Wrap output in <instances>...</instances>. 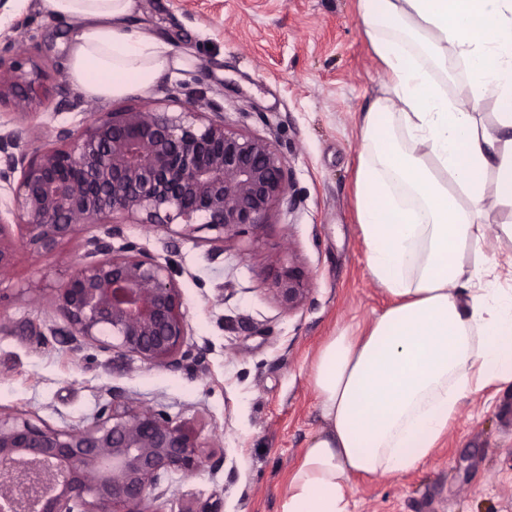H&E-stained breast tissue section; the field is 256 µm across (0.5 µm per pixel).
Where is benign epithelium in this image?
I'll use <instances>...</instances> for the list:
<instances>
[{
	"instance_id": "1",
	"label": "benign epithelium",
	"mask_w": 512,
	"mask_h": 512,
	"mask_svg": "<svg viewBox=\"0 0 512 512\" xmlns=\"http://www.w3.org/2000/svg\"><path fill=\"white\" fill-rule=\"evenodd\" d=\"M27 58L0 45V104L26 118L81 105L79 130L29 123L0 132V190L11 206L0 212V281L15 271L14 252L51 253L94 229L84 252L54 290L53 311L70 326L78 350L93 344L154 366L188 356L187 309L171 263L133 243L120 251L121 215L132 224L193 237L217 232L219 248L247 226L262 224L290 192L282 156L269 139L226 127L224 107L203 91L182 111H104L55 95ZM39 143L20 149L22 137ZM272 292L288 309L309 293V277L290 262L273 271ZM200 433L164 409L112 397L89 424L58 429L0 409V512H162L161 481L208 465Z\"/></svg>"
}]
</instances>
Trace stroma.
Wrapping results in <instances>:
<instances>
[{
	"mask_svg": "<svg viewBox=\"0 0 512 512\" xmlns=\"http://www.w3.org/2000/svg\"><path fill=\"white\" fill-rule=\"evenodd\" d=\"M131 21L165 41L180 68L154 87L101 101L105 110L176 112L203 89L226 126L268 138L284 157L292 203L212 243L127 224L134 242L172 262L188 310L190 359L150 367L94 346L73 351L51 296L79 253H16L0 284V408L57 428L81 426L110 389L204 425L220 464L161 483L163 512H282V488L323 425L311 383L319 347L345 327L366 330L390 298L366 268L355 210L360 116L386 82L358 0H138ZM65 21L40 0H8L9 36L45 71L65 74ZM290 259L309 273L296 309L275 299L271 273ZM354 512H512V385L468 393L433 457L394 476L352 481Z\"/></svg>",
	"mask_w": 512,
	"mask_h": 512,
	"instance_id": "obj_1",
	"label": "stroma"
}]
</instances>
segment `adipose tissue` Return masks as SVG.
<instances>
[{"mask_svg": "<svg viewBox=\"0 0 512 512\" xmlns=\"http://www.w3.org/2000/svg\"><path fill=\"white\" fill-rule=\"evenodd\" d=\"M42 6L75 23L68 76L87 97L149 88L170 66L167 46L131 24L136 0ZM359 15L388 83L362 117L357 220L368 273L395 303L317 351L324 426L283 512H352L353 477L416 469L468 393L512 384V285L457 290L493 266L481 225L512 240V0H359ZM488 99L501 107L491 122Z\"/></svg>", "mask_w": 512, "mask_h": 512, "instance_id": "ef3b65f1", "label": "adipose tissue"}]
</instances>
